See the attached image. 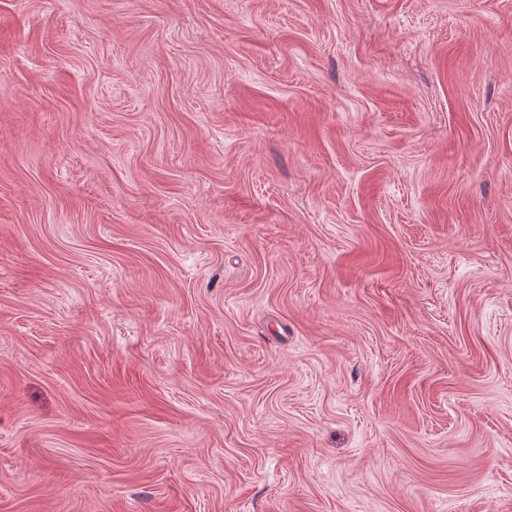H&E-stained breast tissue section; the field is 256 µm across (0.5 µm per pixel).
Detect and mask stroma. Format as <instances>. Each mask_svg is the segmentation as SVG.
I'll return each mask as SVG.
<instances>
[{
    "label": "stroma",
    "instance_id": "obj_1",
    "mask_svg": "<svg viewBox=\"0 0 512 512\" xmlns=\"http://www.w3.org/2000/svg\"><path fill=\"white\" fill-rule=\"evenodd\" d=\"M0 512H512V0H0Z\"/></svg>",
    "mask_w": 512,
    "mask_h": 512
}]
</instances>
